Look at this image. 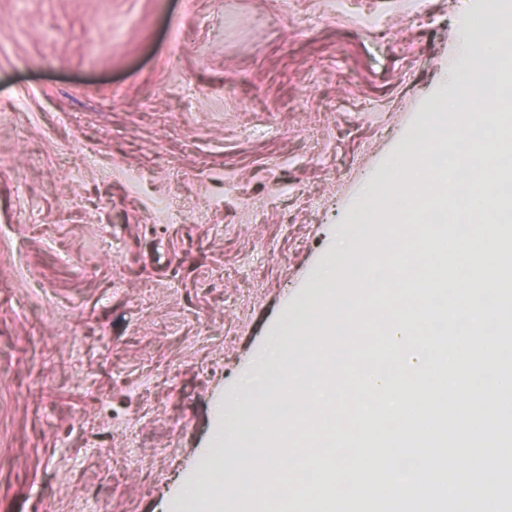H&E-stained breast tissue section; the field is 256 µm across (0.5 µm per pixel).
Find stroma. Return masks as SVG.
Masks as SVG:
<instances>
[{
    "mask_svg": "<svg viewBox=\"0 0 512 512\" xmlns=\"http://www.w3.org/2000/svg\"><path fill=\"white\" fill-rule=\"evenodd\" d=\"M419 2L0 0V512H186L216 431L296 439L252 380L381 346L338 258L493 7Z\"/></svg>",
    "mask_w": 512,
    "mask_h": 512,
    "instance_id": "35a3bbf8",
    "label": "stroma"
}]
</instances>
